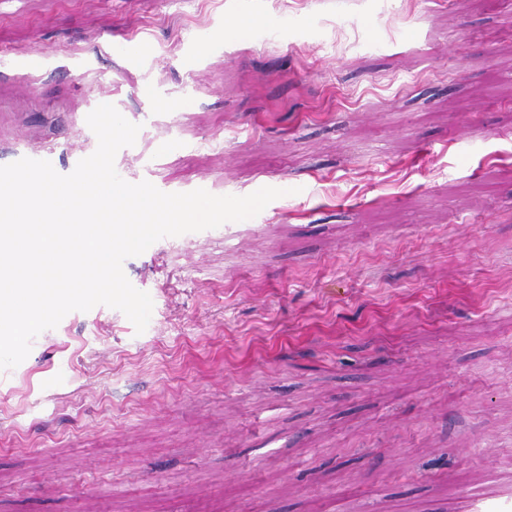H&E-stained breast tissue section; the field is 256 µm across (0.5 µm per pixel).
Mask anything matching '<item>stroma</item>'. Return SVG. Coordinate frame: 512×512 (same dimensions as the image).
Segmentation results:
<instances>
[{
    "label": "stroma",
    "instance_id": "stroma-1",
    "mask_svg": "<svg viewBox=\"0 0 512 512\" xmlns=\"http://www.w3.org/2000/svg\"><path fill=\"white\" fill-rule=\"evenodd\" d=\"M241 3L0 0V166L94 152L112 104L129 177L296 187L126 259L143 333L95 307L0 370V512L512 508V0ZM10 57L11 68L15 71H35L47 67L56 57L51 50L32 49L12 51L7 53Z\"/></svg>",
    "mask_w": 512,
    "mask_h": 512
}]
</instances>
